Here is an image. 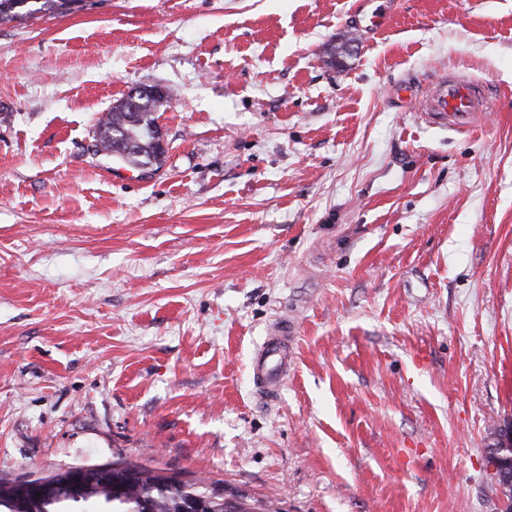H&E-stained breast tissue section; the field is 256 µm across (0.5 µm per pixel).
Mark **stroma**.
Instances as JSON below:
<instances>
[{
	"mask_svg": "<svg viewBox=\"0 0 512 512\" xmlns=\"http://www.w3.org/2000/svg\"><path fill=\"white\" fill-rule=\"evenodd\" d=\"M81 0L0 23V477L123 457L276 512H500L512 0ZM345 43L340 62H326ZM441 73L493 102L445 130ZM171 94L161 166L92 152ZM296 324L275 399L251 359Z\"/></svg>",
	"mask_w": 512,
	"mask_h": 512,
	"instance_id": "1",
	"label": "stroma"
}]
</instances>
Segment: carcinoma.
<instances>
[{
    "label": "carcinoma",
    "mask_w": 512,
    "mask_h": 512,
    "mask_svg": "<svg viewBox=\"0 0 512 512\" xmlns=\"http://www.w3.org/2000/svg\"><path fill=\"white\" fill-rule=\"evenodd\" d=\"M30 0H0V23L15 21L38 12H64L80 0H43L30 8ZM25 14H20V11ZM166 94L146 89L122 99L99 119L94 131L95 146L115 153L132 165L146 168L164 156L159 146L157 112L164 106ZM70 470L28 480L0 478V512H144L152 505L156 512H180L189 499L207 502L209 512H227L229 498L202 482L180 479L168 473L118 458L112 461V487L99 483L71 490Z\"/></svg>",
    "instance_id": "obj_1"
}]
</instances>
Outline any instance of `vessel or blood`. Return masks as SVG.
<instances>
[{
	"instance_id": "obj_1",
	"label": "vessel or blood",
	"mask_w": 512,
	"mask_h": 512,
	"mask_svg": "<svg viewBox=\"0 0 512 512\" xmlns=\"http://www.w3.org/2000/svg\"><path fill=\"white\" fill-rule=\"evenodd\" d=\"M490 103L478 85L461 77L444 76L434 82L419 106L421 118L429 125L444 128L449 120L469 124L473 113L489 109ZM295 337L292 321L277 323L255 354L252 371L258 390L266 397H277Z\"/></svg>"
}]
</instances>
